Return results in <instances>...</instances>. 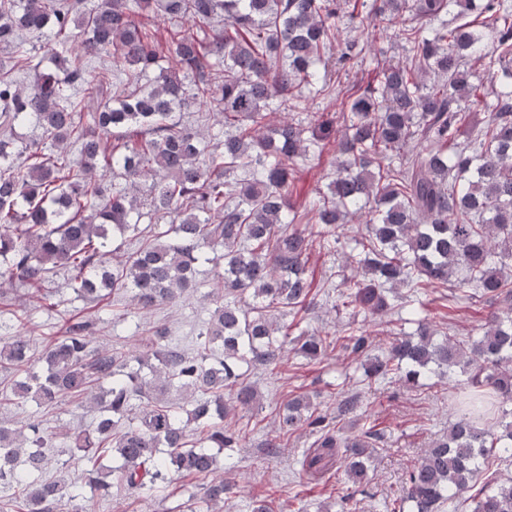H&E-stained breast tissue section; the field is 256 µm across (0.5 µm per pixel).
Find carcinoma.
Masks as SVG:
<instances>
[{
    "mask_svg": "<svg viewBox=\"0 0 512 512\" xmlns=\"http://www.w3.org/2000/svg\"><path fill=\"white\" fill-rule=\"evenodd\" d=\"M156 19L195 29L160 34ZM356 20L392 31L399 49L375 88L349 80L371 57L367 42L341 37ZM25 33L37 44L25 47ZM0 49V284L51 308L42 290L61 267L100 311L121 289L149 310L199 287L196 270L210 264L215 304L193 357L140 320L137 347L118 357L94 345L91 321L72 318L39 367L25 332L0 336V368L23 373L6 400L96 413L66 433L62 467H83L79 485L42 476L56 434L0 423V461L12 463L0 489L17 512H93L114 487L139 498L173 473L202 481L195 512H222L236 482L231 467L213 477L217 454L249 436L224 417L261 404L247 372L280 371L290 343L310 360L349 348L369 387L465 374L451 395L456 420L407 470L399 512L466 502L512 512V479L490 472L512 463V0H0ZM109 56L112 66L90 71ZM24 70L33 81L22 89ZM333 99L338 113L316 107ZM190 106L218 130L182 123ZM270 112L288 117L271 127ZM27 124L42 137L21 145L15 129ZM333 143L326 190L296 206L299 166ZM355 216L363 258L336 271L351 321L334 339L302 330L288 317L316 304L309 255L317 242L339 245L337 225ZM144 218L151 239L105 263ZM403 286V323L416 329L375 355L356 318L391 313ZM446 287L448 308L481 307L480 335L434 339L421 296ZM359 407L356 394L341 400L353 426ZM301 428L317 433L295 460L304 478L341 469L369 492L382 430L331 431L297 394L279 408L266 455Z\"/></svg>",
    "mask_w": 512,
    "mask_h": 512,
    "instance_id": "cac0c4a2",
    "label": "carcinoma"
}]
</instances>
